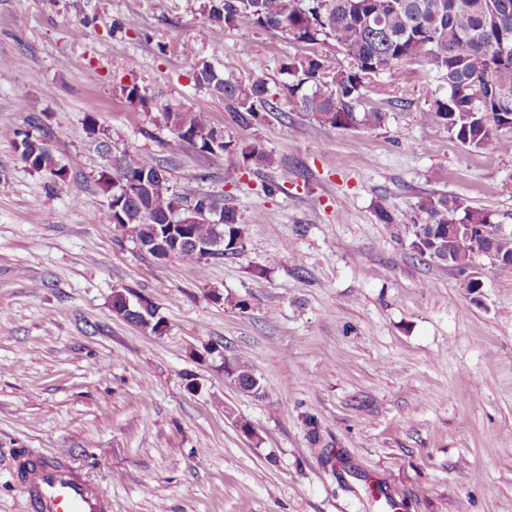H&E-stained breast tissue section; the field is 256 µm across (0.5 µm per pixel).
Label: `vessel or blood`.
<instances>
[{"mask_svg":"<svg viewBox=\"0 0 512 512\" xmlns=\"http://www.w3.org/2000/svg\"><path fill=\"white\" fill-rule=\"evenodd\" d=\"M27 494L35 512H105L97 491L74 469L39 466L30 472Z\"/></svg>","mask_w":512,"mask_h":512,"instance_id":"1","label":"vessel or blood"}]
</instances>
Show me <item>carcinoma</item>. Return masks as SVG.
<instances>
[{"label":"carcinoma","mask_w":512,"mask_h":512,"mask_svg":"<svg viewBox=\"0 0 512 512\" xmlns=\"http://www.w3.org/2000/svg\"><path fill=\"white\" fill-rule=\"evenodd\" d=\"M203 13L230 26L245 19L257 28L279 32L311 47L329 39L345 52L350 67L337 70L326 57L311 51L290 57L281 72L295 81L284 86V98L263 75L248 82L224 78L208 64L196 73L198 83L224 98L231 118L249 127L260 112L281 110L282 105L302 111L328 131L377 128L386 113L360 110L363 89L371 78L390 73L404 80L408 66L425 61L436 70L447 92L430 90L425 118L430 129H446L462 144L479 148L490 141L512 149V0H204ZM128 102L149 109L150 98L141 88H123ZM166 125L175 137L203 153L226 151L228 142H216L206 113L164 108ZM26 134L17 141L23 150L37 152L31 169L53 177L66 173L45 143L33 147ZM251 164L269 163L261 145L242 149ZM160 161L138 152H124L112 166L110 181L99 174L98 183L109 199H123L106 219L132 234L141 248L151 251L158 225L186 199L176 193ZM201 212L191 225L196 241L217 242L223 248L210 257L222 258L243 247L237 214L208 196L195 199ZM412 249L421 257L446 264L460 273L471 269L474 245L492 254L501 268H512V234L484 238L463 235L444 242L441 232L450 224H497V214L477 209L459 197L445 194L422 198L409 215ZM227 376L242 391L257 394L262 386L252 368L241 361L226 362Z\"/></svg>","instance_id":"1"}]
</instances>
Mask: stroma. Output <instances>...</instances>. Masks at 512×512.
Listing matches in <instances>:
<instances>
[{"label":"stroma","mask_w":512,"mask_h":512,"mask_svg":"<svg viewBox=\"0 0 512 512\" xmlns=\"http://www.w3.org/2000/svg\"><path fill=\"white\" fill-rule=\"evenodd\" d=\"M200 4L0 0V512H31L23 454L68 458L110 512H512V269L475 255L468 290L405 226L447 194L512 228V152L427 127L439 80L424 62L367 87L382 127L329 131L297 110L241 127L196 67L281 82L306 48ZM166 105L207 113L233 152L175 141ZM15 129L47 141L65 180L27 166ZM248 142L268 166L244 162ZM126 151L234 209L243 248L161 261L109 223L99 173ZM126 289L157 306L163 334L114 313ZM236 358L261 395L225 375Z\"/></svg>","instance_id":"35a3bbf8"}]
</instances>
